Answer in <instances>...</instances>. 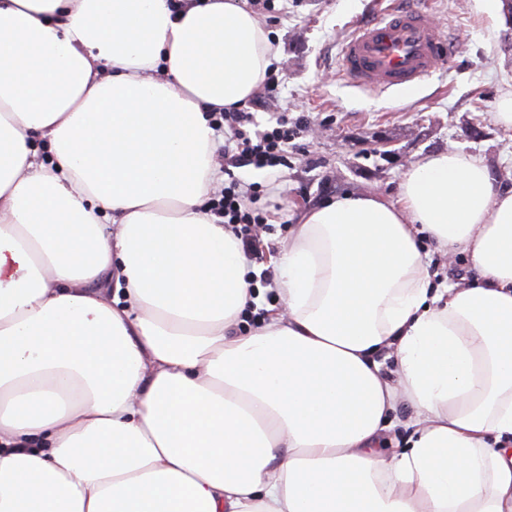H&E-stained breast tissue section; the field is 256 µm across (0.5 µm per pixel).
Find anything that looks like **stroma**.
<instances>
[{
  "label": "stroma",
  "mask_w": 512,
  "mask_h": 512,
  "mask_svg": "<svg viewBox=\"0 0 512 512\" xmlns=\"http://www.w3.org/2000/svg\"><path fill=\"white\" fill-rule=\"evenodd\" d=\"M413 2L430 9L456 50L406 97L355 88L341 71L343 44L354 25L371 19L374 0H246L280 45L269 75L276 92L255 120L265 129L284 112L308 125L287 166L234 171L254 208L273 214L258 269H269L299 213L346 192L396 198L402 173L429 153L480 155L512 186V128L494 118L512 87V16L503 0Z\"/></svg>",
  "instance_id": "1"
}]
</instances>
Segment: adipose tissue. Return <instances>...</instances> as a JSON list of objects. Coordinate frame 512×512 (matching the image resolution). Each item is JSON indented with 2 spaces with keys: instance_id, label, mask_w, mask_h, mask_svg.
I'll return each mask as SVG.
<instances>
[{
  "instance_id": "obj_1",
  "label": "adipose tissue",
  "mask_w": 512,
  "mask_h": 512,
  "mask_svg": "<svg viewBox=\"0 0 512 512\" xmlns=\"http://www.w3.org/2000/svg\"><path fill=\"white\" fill-rule=\"evenodd\" d=\"M279 53L244 0H0V512H512V188L326 200L264 305L211 115Z\"/></svg>"
}]
</instances>
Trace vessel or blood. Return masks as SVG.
<instances>
[{"mask_svg": "<svg viewBox=\"0 0 512 512\" xmlns=\"http://www.w3.org/2000/svg\"><path fill=\"white\" fill-rule=\"evenodd\" d=\"M453 42L443 39L429 10L404 0H377L373 21L355 26L342 50V69L372 93L408 92L428 78Z\"/></svg>", "mask_w": 512, "mask_h": 512, "instance_id": "b4317fda", "label": "vessel or blood"}]
</instances>
